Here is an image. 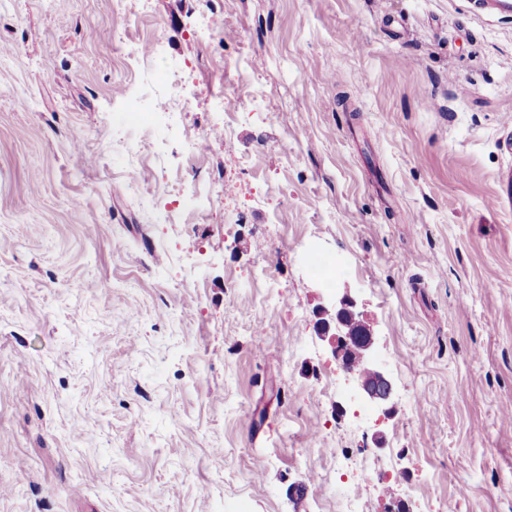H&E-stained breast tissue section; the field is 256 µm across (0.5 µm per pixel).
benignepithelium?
<instances>
[{"label":"benign epithelium","instance_id":"1","mask_svg":"<svg viewBox=\"0 0 512 512\" xmlns=\"http://www.w3.org/2000/svg\"><path fill=\"white\" fill-rule=\"evenodd\" d=\"M355 307L356 303L352 298L342 297L335 313V325L332 326L327 321L322 322V338L328 341L333 356L340 362L343 370L358 380L362 396L373 402L382 403L387 401L392 393V385L388 378L366 359L364 363L374 375V379L367 382L359 375L356 366L348 360V354L352 349L351 339L348 333L342 330V327L345 318L355 316Z\"/></svg>","mask_w":512,"mask_h":512}]
</instances>
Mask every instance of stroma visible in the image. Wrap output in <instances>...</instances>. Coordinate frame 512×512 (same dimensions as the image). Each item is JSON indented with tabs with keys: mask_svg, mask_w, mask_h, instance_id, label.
Wrapping results in <instances>:
<instances>
[{
	"mask_svg": "<svg viewBox=\"0 0 512 512\" xmlns=\"http://www.w3.org/2000/svg\"><path fill=\"white\" fill-rule=\"evenodd\" d=\"M333 448L512 512V6L0 0V512H340ZM355 307L356 303L352 298L348 297L347 295L342 297L339 301V308L335 313V332L329 335L331 326L330 323L325 320L322 322L323 333L321 337L328 341L334 358H337L343 370L351 373L358 380L360 393L362 396L366 399H369L370 401L382 403L390 398L392 393V385L384 373L375 367L372 363H370V361L367 359V352L373 343L372 336H369L368 329L355 318H350L347 320L346 330L348 333L345 331L344 319L346 317L356 316L354 311ZM341 327L344 329V331L341 329ZM349 336L354 341L353 350L351 351L350 357L357 362L359 371L362 375H367V370L364 367V363L367 367L370 368L372 374L374 375V379L371 382H365L364 378L359 375L356 366L352 365L348 360V354L352 349L351 339ZM366 336L369 337L363 344V362V359L360 356L359 343L363 341Z\"/></svg>",
	"mask_w": 512,
	"mask_h": 512,
	"instance_id": "1",
	"label": "stroma"
}]
</instances>
